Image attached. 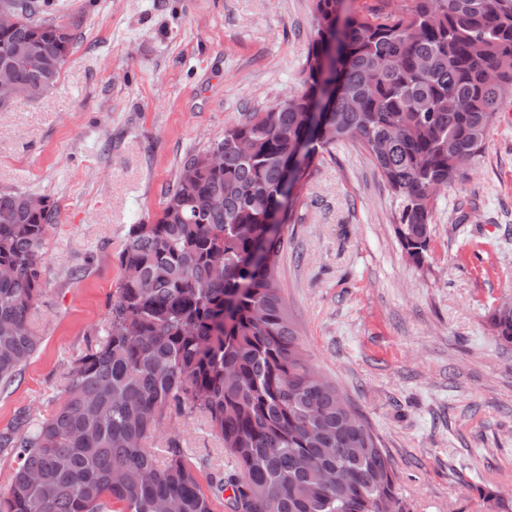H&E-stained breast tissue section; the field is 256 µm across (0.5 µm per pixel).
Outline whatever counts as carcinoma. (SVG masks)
Here are the masks:
<instances>
[{"label":"carcinoma","instance_id":"obj_1","mask_svg":"<svg viewBox=\"0 0 512 512\" xmlns=\"http://www.w3.org/2000/svg\"><path fill=\"white\" fill-rule=\"evenodd\" d=\"M24 22L0 28V69L23 100L49 92L76 41L75 22L46 18L54 0H17ZM301 89L224 129L182 160L150 224H133L104 336L76 357L49 415L18 412L0 432L17 466L0 512H403L386 453L363 415L315 367L284 299L270 219L289 165L359 143L396 203L403 250L424 264L437 194L483 158L512 97V0H411L357 11L311 0ZM39 54L41 71L26 67ZM326 101L321 122L309 112ZM250 144V153L237 142ZM0 192V386L37 341L29 312L41 292L58 208ZM512 345V306L488 316ZM202 415L233 472L199 480L177 440L158 462L147 440L166 414ZM231 491L229 496L224 492Z\"/></svg>","mask_w":512,"mask_h":512}]
</instances>
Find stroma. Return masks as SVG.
Wrapping results in <instances>:
<instances>
[{
    "mask_svg": "<svg viewBox=\"0 0 512 512\" xmlns=\"http://www.w3.org/2000/svg\"><path fill=\"white\" fill-rule=\"evenodd\" d=\"M77 43L55 87L0 112V192L48 197L38 348L0 388V431L46 417L72 360L103 333L131 225L153 222L184 157L301 87L310 0H60ZM277 258L313 363L379 436L406 512H493L512 497V348L489 310L512 297V98L481 163L440 191L424 266L355 144L318 155ZM466 221H459V214ZM228 472L223 440L168 414L150 446Z\"/></svg>",
    "mask_w": 512,
    "mask_h": 512,
    "instance_id": "1",
    "label": "stroma"
}]
</instances>
